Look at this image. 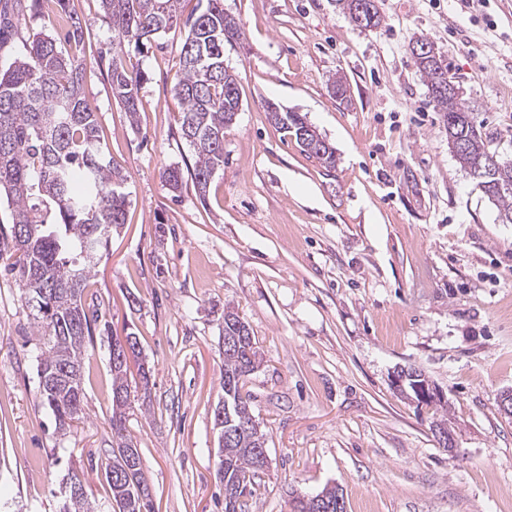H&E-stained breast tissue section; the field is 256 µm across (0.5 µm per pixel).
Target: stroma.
<instances>
[{
	"label": "stroma",
	"instance_id": "obj_1",
	"mask_svg": "<svg viewBox=\"0 0 512 512\" xmlns=\"http://www.w3.org/2000/svg\"><path fill=\"white\" fill-rule=\"evenodd\" d=\"M377 7L380 25L364 30L336 0H224L241 27L224 46L241 106L202 195L191 179L173 193L161 177L193 161L171 93L180 30L127 55L147 76L132 119L99 62L112 41L100 0H68L84 30L85 96L128 177L127 220L90 290L99 323L138 338L128 433L155 512H224L214 410L228 304L262 355L243 387L268 433L249 512H290L294 494L327 486L347 512H512V418L499 409L512 390V224L449 151L411 53L420 38L436 45L490 150L512 162V0ZM51 28L26 11L0 30V64ZM271 103L304 115L335 167L280 130ZM38 343L0 259V512H56L70 472L107 502L108 342L86 346L85 411L64 432L42 404ZM409 366L444 390L452 447L432 432V409L395 389Z\"/></svg>",
	"mask_w": 512,
	"mask_h": 512
}]
</instances>
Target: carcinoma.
Instances as JSON below:
<instances>
[{
	"label": "carcinoma",
	"mask_w": 512,
	"mask_h": 512,
	"mask_svg": "<svg viewBox=\"0 0 512 512\" xmlns=\"http://www.w3.org/2000/svg\"><path fill=\"white\" fill-rule=\"evenodd\" d=\"M63 35L45 34L26 44L25 53L0 66V202L11 210V270L17 272L27 308L37 322L41 347L36 355L43 405L65 430L80 419L84 404L82 364L86 343L93 341L96 320L85 302L93 269L112 232L125 224L126 180L111 165L96 112L84 92L85 60L65 46L79 47L83 27L66 11L67 0H50ZM112 26L107 76L112 96L129 117L139 105L142 72L127 67L125 48L140 47L174 27L183 31L182 74L172 88L181 105V137L193 151L190 176L204 195L215 174L224 168V130L240 106L236 76L224 67V43L239 39L241 28L224 12V0H207L205 9L182 16V0H100ZM361 0H338L361 29L381 22L378 8L359 23ZM427 52L412 53L418 72L432 93L448 129V148L462 167L485 164L491 151L481 128L472 120L457 91L448 90V65L435 44L420 39ZM271 121L294 137L309 157L333 168L336 156L328 144H315L318 132L297 112L267 105ZM306 132L302 140L298 131ZM183 170L168 167L162 174L172 192L183 181ZM512 224V164L480 186ZM224 369L222 388L231 418L224 419V448L217 475L224 483V512H249L255 473L264 469L257 449L266 447L267 432L249 425L253 414L242 395L245 377L261 363L249 325L235 308L224 306ZM126 410L112 406V449L104 475L111 491L113 512H153L150 488L137 464L128 479L132 496L114 483L118 456H140L125 435ZM62 512H99L81 478H68Z\"/></svg>",
	"instance_id": "1"
}]
</instances>
